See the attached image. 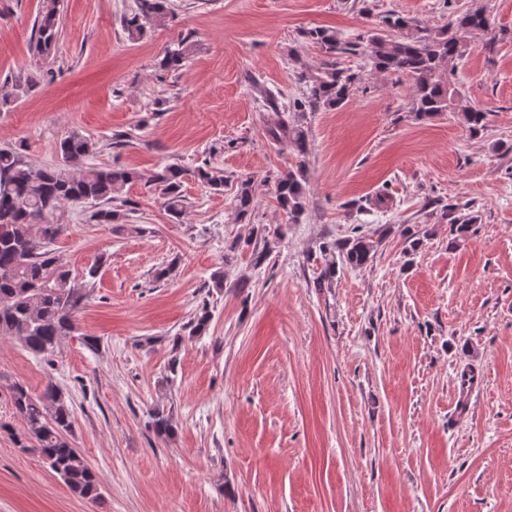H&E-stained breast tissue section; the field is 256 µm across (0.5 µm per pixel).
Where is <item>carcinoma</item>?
<instances>
[{
	"label": "carcinoma",
	"mask_w": 512,
	"mask_h": 512,
	"mask_svg": "<svg viewBox=\"0 0 512 512\" xmlns=\"http://www.w3.org/2000/svg\"><path fill=\"white\" fill-rule=\"evenodd\" d=\"M168 11L169 0H137L135 12L123 19L128 40H139L147 24ZM59 25L60 0H42L34 21L35 55H50L57 43ZM381 26L386 33L370 32L366 38L371 66L377 72L409 80L412 112L417 119L429 120L442 112H455L470 134L486 129L488 112L464 102L452 66L466 52L465 35L485 32L490 27L483 8L463 10L438 29L398 13L383 16ZM305 36L321 47L327 59L300 73L306 91L294 101L295 111L343 106L361 76L339 67L336 56L356 53L359 43H343L335 32L320 27L306 31ZM189 50L187 40L179 41L177 47L165 50L160 67L179 69ZM268 135L275 142L287 141L299 156L309 151L306 131L297 124L283 120L269 129ZM95 150L96 143L91 139L72 133L59 143L62 165L36 168L24 160L21 149L0 148V339L17 341L32 355L49 362L60 353L63 339L75 330V314L88 298L99 270L97 265L90 267L79 284L51 249L67 229L62 223L64 208L90 203L97 207L91 220L117 224L124 217L121 208L132 205L119 194L129 182L143 177L145 182L161 188L173 218H179L182 212L184 170L180 166L165 165L145 177L121 168H80ZM197 175L207 188L223 191V172L200 168ZM305 181L306 172L300 165L275 178L276 200L291 222L299 221L305 211ZM253 199L251 181H242L236 196L238 216L250 211ZM476 220L475 216L451 220L453 242L466 239ZM374 248L375 242L363 235L323 245V266L316 287H331L341 265L357 268L368 264ZM211 320L212 313L205 304L187 323L188 336L204 335ZM9 399L13 414L23 422V433L15 437L16 444L38 454L76 495L90 500L100 498L95 472L71 441L74 410L69 393L53 382L38 394L16 384ZM151 417L157 435L175 434L170 414L157 409Z\"/></svg>",
	"instance_id": "cac0c4a2"
}]
</instances>
